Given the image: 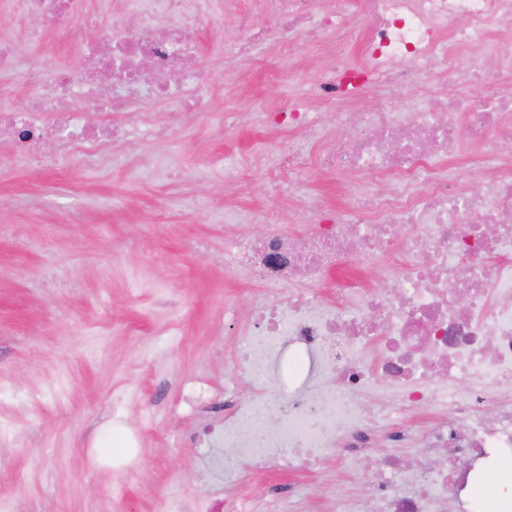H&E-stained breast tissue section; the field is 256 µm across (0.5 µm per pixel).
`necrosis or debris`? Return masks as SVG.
<instances>
[{
  "mask_svg": "<svg viewBox=\"0 0 512 512\" xmlns=\"http://www.w3.org/2000/svg\"><path fill=\"white\" fill-rule=\"evenodd\" d=\"M291 32L323 46L313 85L324 104L340 106L336 132L311 138L317 115L291 105L279 112H235L237 124L263 123L284 133L281 162L265 182L282 189L288 175L318 168L393 182L387 193L344 188L345 202L308 204L302 232L246 238L226 230L225 266L257 277L251 315L237 334L241 350L224 391L220 428L198 442L231 448L227 479L248 483L288 455V473L312 478L335 454L348 474H367L370 491L339 497L329 512H468L470 484L512 453V0H266ZM143 24L115 39L70 37L98 66L119 72L111 86L88 77L74 87L59 64H33L0 38V74L27 90L23 108L0 109V136L11 152L56 140L62 152L96 163L103 139L124 142L126 121L62 111L73 90L97 102L130 107L143 95L187 112L199 96L197 47L188 24L207 15L191 0H123ZM354 33L362 62L349 66L326 38ZM483 48L493 67L468 74L493 84L483 104L444 96L379 112L355 108L353 87L394 94L413 79L447 81L465 51ZM478 142L460 163L449 149ZM467 167L486 179L481 193L460 190ZM335 274L325 291L322 279ZM280 384L281 420L268 426V382ZM496 417L486 421L487 407ZM390 453L372 458L370 441ZM421 446L411 456L402 448Z\"/></svg>",
  "mask_w": 512,
  "mask_h": 512,
  "instance_id": "obj_1",
  "label": "necrosis or debris"
}]
</instances>
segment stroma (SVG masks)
<instances>
[{"label":"stroma","instance_id":"1","mask_svg":"<svg viewBox=\"0 0 512 512\" xmlns=\"http://www.w3.org/2000/svg\"><path fill=\"white\" fill-rule=\"evenodd\" d=\"M118 0H87L70 18L88 38L114 24ZM210 22L191 30L207 83L205 105L183 127L173 107L149 106L150 125L134 124L128 143L97 165L42 143L35 155L0 166V497L6 512H194L196 498L226 487L212 468L220 448L194 441L217 424L224 376L236 338L228 314L247 318L255 281L224 266V227L258 237L301 229L306 197L341 203L340 187L392 184L315 171L294 180L297 207L269 195L252 159H273L280 139L254 124L228 129V112L272 110L295 101L334 123V107L307 92L324 59L317 47L292 51L261 0H210ZM267 38L243 61L226 47L241 20ZM0 35L26 58H54L81 76V48L57 26L32 34L11 0H0ZM242 163L243 178L225 167ZM112 444L111 462L90 464L94 443ZM325 484L314 495L283 465L266 481L254 512H324L323 498L367 493V484L321 460Z\"/></svg>","mask_w":512,"mask_h":512}]
</instances>
